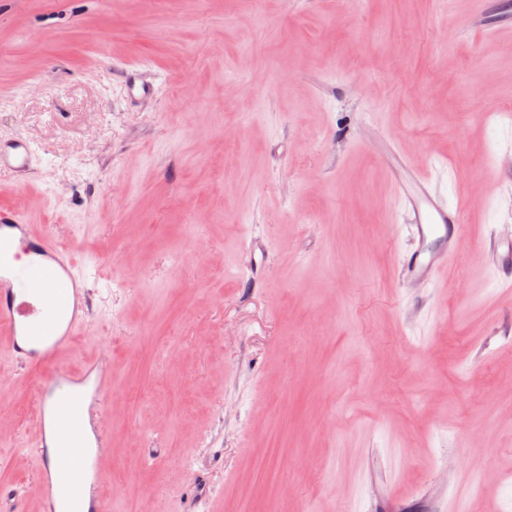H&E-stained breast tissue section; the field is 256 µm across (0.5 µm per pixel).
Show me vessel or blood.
I'll list each match as a JSON object with an SVG mask.
<instances>
[{
	"mask_svg": "<svg viewBox=\"0 0 512 512\" xmlns=\"http://www.w3.org/2000/svg\"><path fill=\"white\" fill-rule=\"evenodd\" d=\"M129 96L153 98L157 81L145 80L143 69L124 71ZM40 160L38 147L23 139H0V170L24 177ZM428 176L412 172L397 194L405 203L404 220L423 248L405 255L402 266L413 282L440 279L461 239L460 208L433 196ZM491 265L512 287V239L496 238L486 246ZM88 322L87 278L69 255L47 234L25 224L15 212L0 210V341L10 357L29 368L63 361ZM109 373L104 356L81 370H66L42 382L37 417L43 427L38 446L40 494L49 512H106L96 496L74 495L56 479L60 469L84 472L93 487L106 480L108 436L95 425L93 412L104 404ZM83 433L86 448L54 461L52 445L64 427Z\"/></svg>",
	"mask_w": 512,
	"mask_h": 512,
	"instance_id": "1",
	"label": "vessel or blood"
}]
</instances>
